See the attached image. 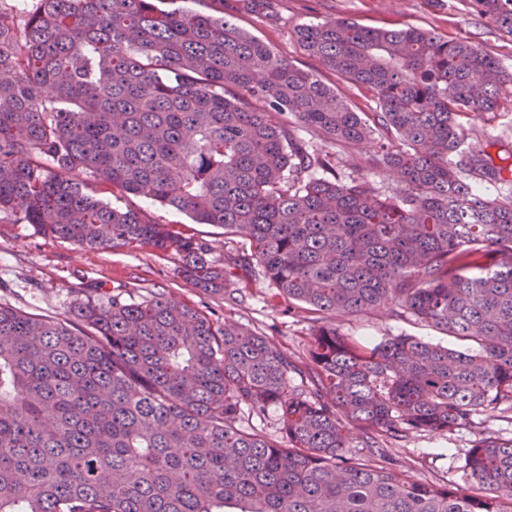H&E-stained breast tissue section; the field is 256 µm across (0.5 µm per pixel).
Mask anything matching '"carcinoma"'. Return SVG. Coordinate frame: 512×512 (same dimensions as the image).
Masks as SVG:
<instances>
[{
    "label": "carcinoma",
    "mask_w": 512,
    "mask_h": 512,
    "mask_svg": "<svg viewBox=\"0 0 512 512\" xmlns=\"http://www.w3.org/2000/svg\"><path fill=\"white\" fill-rule=\"evenodd\" d=\"M215 2L38 0L20 29L0 11V212L84 248L170 253L206 294L261 275L316 314L310 341L296 360L159 296L41 317L0 303V512H512V440L492 431L449 486L346 454L349 423L381 450L512 412V193L468 182L505 168L465 151L459 122L496 111L512 72L415 27L300 26L309 56L373 92L362 115ZM473 8L512 35V0ZM298 125L377 136L401 188L312 176L328 162ZM108 189L249 251L220 268ZM381 307L463 346L361 341L330 319ZM245 407L275 408L288 446L240 428Z\"/></svg>",
    "instance_id": "carcinoma-1"
}]
</instances>
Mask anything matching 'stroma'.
Returning <instances> with one entry per match:
<instances>
[{
    "mask_svg": "<svg viewBox=\"0 0 512 512\" xmlns=\"http://www.w3.org/2000/svg\"><path fill=\"white\" fill-rule=\"evenodd\" d=\"M274 19L267 20L241 10L238 25L265 42L279 56L315 73L357 112L377 111L366 88L354 85L338 72L307 56L295 35L298 26L332 18H350L374 28L413 26L451 40L478 45L512 70V38L483 24L471 15L468 0H275ZM503 106L474 120L478 134L468 147L484 150L498 166L512 165V86L502 92ZM299 134L333 159L340 178L364 175L381 192L399 189L396 176L374 166L375 142L359 145L325 143L314 129ZM126 205L150 210L162 224H173L186 235L206 243L209 258L223 266L232 249L222 227L196 224L187 216L150 206L145 199L129 197ZM179 260L149 247L92 251L68 241L54 239L10 212L0 213V302L28 313L46 316L67 314L79 300L78 289L104 298L115 292L138 299L159 294L204 311L217 322L265 336L274 346L302 355L312 326V317L301 306L278 296L268 280L259 278L241 285L234 295H210L187 283L179 272ZM342 333L375 342L387 336L406 334L434 343L453 345V338L415 317H395L388 309L362 317L333 318ZM477 429L452 434L425 432L389 448L387 454L397 469L408 471L422 482L445 485L463 476L464 451L477 438Z\"/></svg>",
    "mask_w": 512,
    "mask_h": 512,
    "instance_id": "1",
    "label": "stroma"
}]
</instances>
